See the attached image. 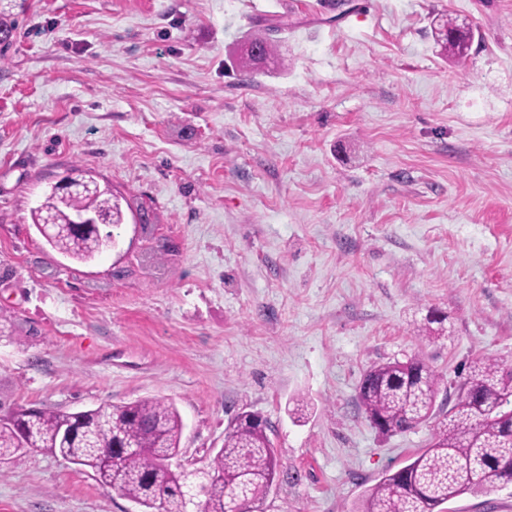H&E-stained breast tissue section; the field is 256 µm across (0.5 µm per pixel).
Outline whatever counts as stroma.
Here are the masks:
<instances>
[{
	"mask_svg": "<svg viewBox=\"0 0 512 512\" xmlns=\"http://www.w3.org/2000/svg\"><path fill=\"white\" fill-rule=\"evenodd\" d=\"M306 2L11 0L0 418L161 397L194 470L251 412L282 464L261 512H355L432 434L370 426L369 367L512 369V0ZM443 16L475 32L464 66L435 48ZM252 36L273 54L247 81ZM74 168L147 218L90 263L31 220ZM134 508L43 451L0 463V512ZM443 512H512V484Z\"/></svg>",
	"mask_w": 512,
	"mask_h": 512,
	"instance_id": "35a3bbf8",
	"label": "stroma"
}]
</instances>
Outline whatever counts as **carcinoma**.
I'll use <instances>...</instances> for the list:
<instances>
[{
  "label": "carcinoma",
  "instance_id": "obj_1",
  "mask_svg": "<svg viewBox=\"0 0 512 512\" xmlns=\"http://www.w3.org/2000/svg\"><path fill=\"white\" fill-rule=\"evenodd\" d=\"M472 32L447 24L438 43L461 62ZM91 212L118 228L125 219L112 193L84 189L50 192L32 210L33 224L56 225L46 243L59 254L87 263L103 253L101 230L68 226L76 213ZM442 375L420 356L371 366L357 401L370 425L389 437L436 420L432 439L405 466L385 473L369 487L357 512H435L466 493L512 483V371L497 361L474 359L455 397L436 404ZM267 426L242 413L224 431L207 471L172 469L180 450L183 421L173 403L144 398L101 404L79 412L22 409L0 421V459L40 449L92 470L144 512H186L203 495L199 512H250L263 503L280 461Z\"/></svg>",
  "mask_w": 512,
  "mask_h": 512
}]
</instances>
